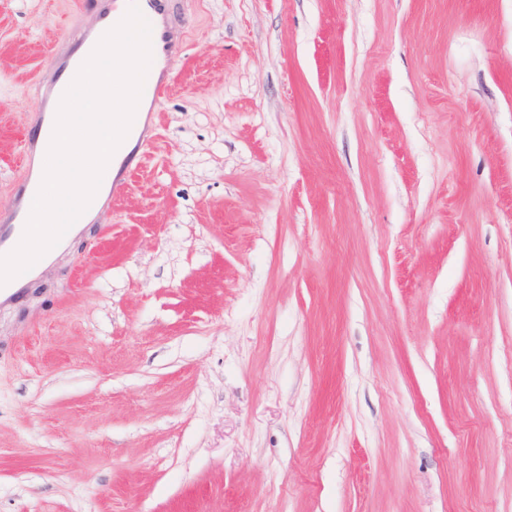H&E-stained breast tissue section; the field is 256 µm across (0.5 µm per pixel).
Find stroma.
<instances>
[{"label":"stroma","mask_w":512,"mask_h":512,"mask_svg":"<svg viewBox=\"0 0 512 512\" xmlns=\"http://www.w3.org/2000/svg\"><path fill=\"white\" fill-rule=\"evenodd\" d=\"M0 0V219L71 21ZM125 188L0 300V512H512V0H180Z\"/></svg>","instance_id":"1"}]
</instances>
